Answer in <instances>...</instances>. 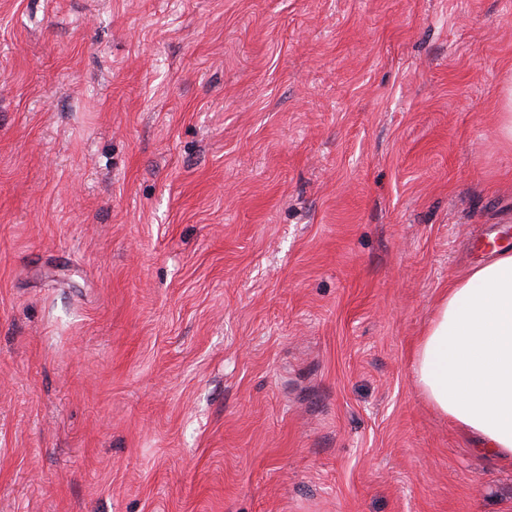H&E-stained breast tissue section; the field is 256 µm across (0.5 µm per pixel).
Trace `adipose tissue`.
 I'll list each match as a JSON object with an SVG mask.
<instances>
[{
  "mask_svg": "<svg viewBox=\"0 0 512 512\" xmlns=\"http://www.w3.org/2000/svg\"><path fill=\"white\" fill-rule=\"evenodd\" d=\"M419 389L473 435L482 452L512 461V251H499L450 285L415 350Z\"/></svg>",
  "mask_w": 512,
  "mask_h": 512,
  "instance_id": "obj_1",
  "label": "adipose tissue"
}]
</instances>
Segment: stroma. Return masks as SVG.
Here are the masks:
<instances>
[{
	"label": "stroma",
	"instance_id": "stroma-1",
	"mask_svg": "<svg viewBox=\"0 0 512 512\" xmlns=\"http://www.w3.org/2000/svg\"><path fill=\"white\" fill-rule=\"evenodd\" d=\"M510 87L512 0H0V512H512L413 373Z\"/></svg>",
	"mask_w": 512,
	"mask_h": 512
}]
</instances>
